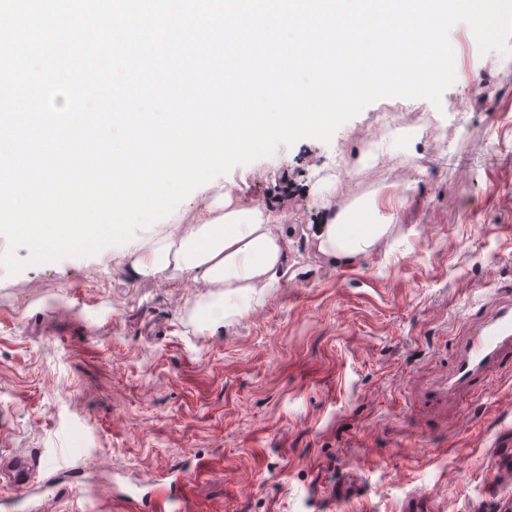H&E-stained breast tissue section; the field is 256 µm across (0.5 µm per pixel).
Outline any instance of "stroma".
<instances>
[{
  "label": "stroma",
  "instance_id": "stroma-1",
  "mask_svg": "<svg viewBox=\"0 0 512 512\" xmlns=\"http://www.w3.org/2000/svg\"><path fill=\"white\" fill-rule=\"evenodd\" d=\"M454 29L464 81L433 111L440 137L412 145L414 171L384 156L330 199L336 213L377 196L392 233L374 248L338 260L308 226L338 158L369 152L382 101L330 142L280 144L225 174L241 204L282 215L289 270L215 335L190 322L208 286L188 276L140 275L104 251L0 266V458L32 457L41 482L58 457L72 477L39 505L2 487L0 512H114L113 476L166 469L183 471L192 512H503L512 371L488 372L490 397L428 402L472 315L512 291V38L474 59L468 26ZM286 174L305 190L282 201ZM347 473L358 487L336 498Z\"/></svg>",
  "mask_w": 512,
  "mask_h": 512
}]
</instances>
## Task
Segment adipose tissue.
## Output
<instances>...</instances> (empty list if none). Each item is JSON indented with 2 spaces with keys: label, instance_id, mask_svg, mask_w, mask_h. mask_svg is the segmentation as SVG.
Instances as JSON below:
<instances>
[{
  "label": "adipose tissue",
  "instance_id": "1",
  "mask_svg": "<svg viewBox=\"0 0 512 512\" xmlns=\"http://www.w3.org/2000/svg\"><path fill=\"white\" fill-rule=\"evenodd\" d=\"M171 231L142 238L131 236L102 243L113 259L133 257L137 273L184 276L213 285L192 307L195 327L215 331L225 317L251 311L257 296L276 287L288 273L283 240L273 227L282 217L263 206L246 207L225 190L223 164L195 172L171 201L166 202ZM390 231L383 219L360 224L340 216L317 225L314 237L323 254L348 258L371 249Z\"/></svg>",
  "mask_w": 512,
  "mask_h": 512
}]
</instances>
